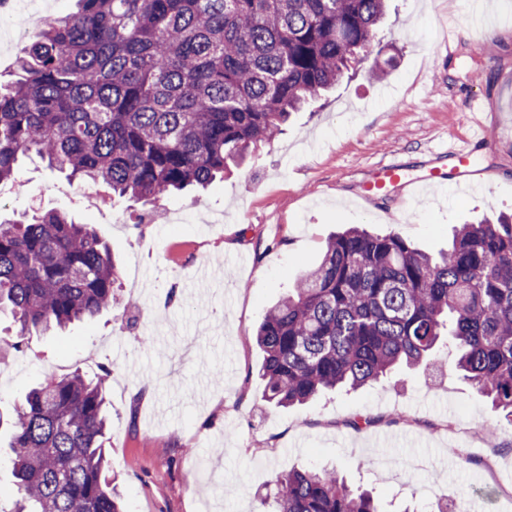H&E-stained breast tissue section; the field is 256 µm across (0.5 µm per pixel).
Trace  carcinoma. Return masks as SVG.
<instances>
[{
    "mask_svg": "<svg viewBox=\"0 0 512 512\" xmlns=\"http://www.w3.org/2000/svg\"><path fill=\"white\" fill-rule=\"evenodd\" d=\"M0 83V185L34 152L69 179L154 204L205 189L281 133L375 44L386 0H77ZM108 245L54 209L0 222V313L18 337L118 304ZM459 370L512 424V219L463 224L439 258L352 226L256 331L267 398L288 407L394 366ZM105 377L50 378L14 408L9 512H123L104 471ZM273 512H380L328 470L277 480Z\"/></svg>",
    "mask_w": 512,
    "mask_h": 512,
    "instance_id": "carcinoma-1",
    "label": "carcinoma"
}]
</instances>
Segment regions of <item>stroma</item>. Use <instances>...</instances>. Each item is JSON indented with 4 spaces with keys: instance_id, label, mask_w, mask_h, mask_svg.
<instances>
[{
    "instance_id": "1",
    "label": "stroma",
    "mask_w": 512,
    "mask_h": 512,
    "mask_svg": "<svg viewBox=\"0 0 512 512\" xmlns=\"http://www.w3.org/2000/svg\"><path fill=\"white\" fill-rule=\"evenodd\" d=\"M388 4L369 57L382 77L357 67L202 195L162 200L151 223L128 199L84 208L74 182L29 153L22 190L0 191V218L57 209L92 225L112 249L119 304L0 349L1 445L31 387L107 368L106 475L124 512H273L280 474L332 467L381 512H454L460 497L512 512V425L488 431L495 414L447 344L433 369L399 367L301 406L265 398L256 329L333 234L392 231L435 254L454 227L512 215V0H487L499 16L487 36L464 0ZM444 36L451 50L436 52ZM480 127L493 145L473 148L471 187L362 199L380 164L423 174ZM358 415L378 423L349 427Z\"/></svg>"
}]
</instances>
